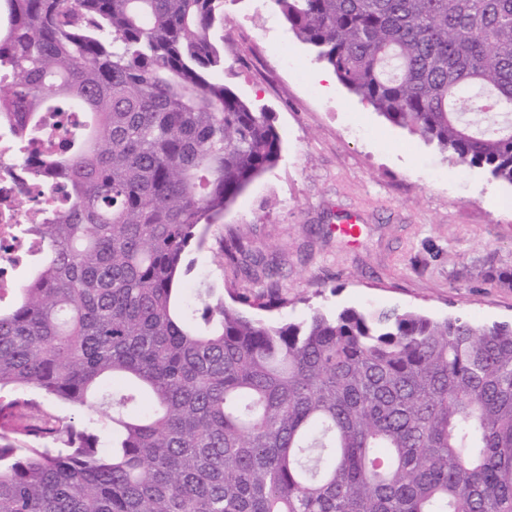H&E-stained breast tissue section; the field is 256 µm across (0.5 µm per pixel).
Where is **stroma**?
<instances>
[{
	"label": "stroma",
	"instance_id": "obj_1",
	"mask_svg": "<svg viewBox=\"0 0 512 512\" xmlns=\"http://www.w3.org/2000/svg\"><path fill=\"white\" fill-rule=\"evenodd\" d=\"M213 35L224 56L216 79L272 113L282 154L190 253L188 292L277 286L285 305L274 321L313 307L512 321V208L498 204L512 186L439 155L342 83L324 90L316 76L325 63L270 0H227ZM346 218L360 228L356 241L336 231ZM232 234L247 248L236 267L220 253Z\"/></svg>",
	"mask_w": 512,
	"mask_h": 512
}]
</instances>
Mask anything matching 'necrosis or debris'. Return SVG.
<instances>
[{"instance_id":"1","label":"necrosis or debris","mask_w":512,"mask_h":512,"mask_svg":"<svg viewBox=\"0 0 512 512\" xmlns=\"http://www.w3.org/2000/svg\"><path fill=\"white\" fill-rule=\"evenodd\" d=\"M79 120L70 110H48L20 138L0 119V291L16 287L14 270L39 254L30 226L62 214L69 193L65 181L35 172L25 158L48 148L66 152Z\"/></svg>"}]
</instances>
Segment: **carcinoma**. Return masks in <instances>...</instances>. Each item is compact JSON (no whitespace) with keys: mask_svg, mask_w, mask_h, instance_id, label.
Wrapping results in <instances>:
<instances>
[{"mask_svg":"<svg viewBox=\"0 0 512 512\" xmlns=\"http://www.w3.org/2000/svg\"><path fill=\"white\" fill-rule=\"evenodd\" d=\"M354 95L512 186V0H270ZM18 133L65 101L71 189L0 310V512H512V323L313 310L178 284L280 160L213 79L224 0H5ZM234 265L242 244L220 246ZM100 413L109 440L53 415Z\"/></svg>","mask_w":512,"mask_h":512,"instance_id":"1","label":"carcinoma"}]
</instances>
